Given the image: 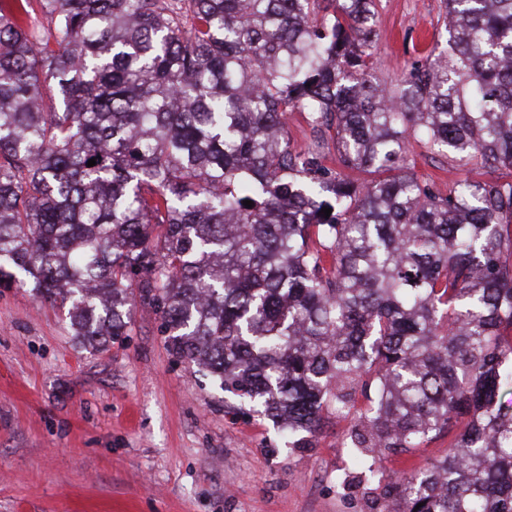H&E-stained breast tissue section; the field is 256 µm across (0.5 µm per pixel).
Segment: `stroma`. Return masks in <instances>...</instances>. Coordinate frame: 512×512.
Wrapping results in <instances>:
<instances>
[{"label": "stroma", "instance_id": "35a3bbf8", "mask_svg": "<svg viewBox=\"0 0 512 512\" xmlns=\"http://www.w3.org/2000/svg\"><path fill=\"white\" fill-rule=\"evenodd\" d=\"M441 0H377L374 80L396 84L444 30ZM413 172L440 190L462 172L412 144ZM169 354L159 319L136 307L126 341L76 345L56 306L29 288L0 292V512H367L348 421L328 417L313 447Z\"/></svg>", "mask_w": 512, "mask_h": 512}]
</instances>
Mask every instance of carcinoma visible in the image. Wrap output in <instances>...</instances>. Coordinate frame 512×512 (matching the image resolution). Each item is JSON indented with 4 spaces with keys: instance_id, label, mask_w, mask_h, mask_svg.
I'll use <instances>...</instances> for the list:
<instances>
[{
    "instance_id": "obj_1",
    "label": "carcinoma",
    "mask_w": 512,
    "mask_h": 512,
    "mask_svg": "<svg viewBox=\"0 0 512 512\" xmlns=\"http://www.w3.org/2000/svg\"><path fill=\"white\" fill-rule=\"evenodd\" d=\"M39 5L40 39L0 0V288L96 351L152 309L295 448L351 419L372 512H512V180L443 193L407 165L414 140L512 176V0H442L446 46L395 86L368 72L375 0ZM312 131L304 112H291L288 116V137L295 147L305 146L311 138ZM448 449V437L436 439L420 448L414 454L393 456L384 462L386 473L392 476H400L411 467H424L427 463L443 455Z\"/></svg>"
}]
</instances>
